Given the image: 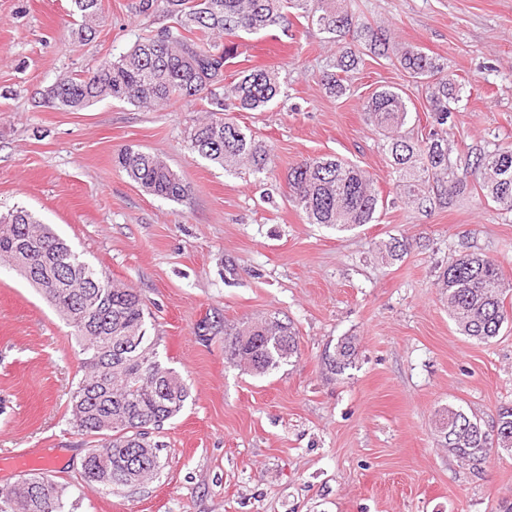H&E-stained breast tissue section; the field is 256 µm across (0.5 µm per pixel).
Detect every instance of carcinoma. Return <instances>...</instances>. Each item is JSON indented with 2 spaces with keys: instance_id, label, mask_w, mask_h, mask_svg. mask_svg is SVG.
<instances>
[{
  "instance_id": "cac0c4a2",
  "label": "carcinoma",
  "mask_w": 512,
  "mask_h": 512,
  "mask_svg": "<svg viewBox=\"0 0 512 512\" xmlns=\"http://www.w3.org/2000/svg\"><path fill=\"white\" fill-rule=\"evenodd\" d=\"M82 30H93L99 0H71ZM164 7L173 24L137 41L116 58L104 59L86 76H65L43 94L46 105L80 110L103 100H119L152 110L172 101L210 99V116L189 136V148L226 170L266 174L270 149L226 112H261L281 93L278 72L254 68L245 72L223 98L215 90L224 82V65L239 54L243 35H258L281 24L288 10L329 35L341 48L336 70L321 82L341 96L349 83L340 76L358 63L357 45L396 60L421 80L435 127L412 140L407 99L399 90L376 92L362 104L368 123L383 132L394 180L413 200L437 193L451 202L477 183L486 200L512 213V146L476 155L463 172L448 156V140L439 128L452 117L451 103L460 85L444 65L421 49L396 40L388 28L370 30L356 20L346 0H135L139 15ZM119 167L155 197L180 201L187 186L156 155L128 146L117 156ZM288 201L309 224L348 231L375 219L381 199L359 167L335 157H305L288 168ZM0 262L9 265L47 300L73 328L84 373L70 391V420L94 445L81 463L84 479L109 493H120L154 479L161 444L151 433L183 410L190 389L183 378L159 360L157 340L147 334L146 304L133 288L80 255L47 224L20 207L0 214ZM448 314L463 335L487 343L512 319L505 300L509 292L496 260L466 254L438 276ZM296 330L289 320L269 315L224 326V354L233 365L264 375L298 357ZM355 339H341L327 356V373L340 376L355 364ZM440 446L479 470L492 454L512 456V407L485 424L450 405L435 422ZM0 512H74L66 487L48 473L22 477L0 491Z\"/></svg>"
}]
</instances>
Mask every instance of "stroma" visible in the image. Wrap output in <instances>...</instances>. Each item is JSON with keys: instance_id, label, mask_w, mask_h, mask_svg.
Listing matches in <instances>:
<instances>
[{"instance_id": "stroma-1", "label": "stroma", "mask_w": 512, "mask_h": 512, "mask_svg": "<svg viewBox=\"0 0 512 512\" xmlns=\"http://www.w3.org/2000/svg\"><path fill=\"white\" fill-rule=\"evenodd\" d=\"M133 0H101L81 37L70 0H0V212L17 207L51 225L83 260L134 288L147 305L159 359L190 388L182 413L157 433L161 468L120 494L88 485L90 439L69 420L82 376L72 329L0 266V459L50 457L76 512H502L512 456L481 470L441 448L439 409L491 422L512 406V323L490 343L464 336L437 276L459 255L498 261L512 283V213L467 188L452 204L408 201L363 101L384 88L409 100L407 130L427 133L425 89L397 64L361 51L351 94L321 84L336 48L296 13L246 38L225 83L254 67L287 78L284 96L236 118L271 149V171L224 170L187 146L207 102L156 111L105 100L82 110L39 105L62 76L91 72L171 23ZM359 22L395 31L443 63L463 90L448 122L450 158L512 144V0H349ZM135 146L165 160L188 197L147 194L115 164ZM353 161L383 201L376 222L338 232L304 223L284 176L305 157ZM407 240L401 260L384 250ZM279 314L299 357L264 376L224 355L225 322ZM355 337L358 358L330 377L322 357Z\"/></svg>"}]
</instances>
